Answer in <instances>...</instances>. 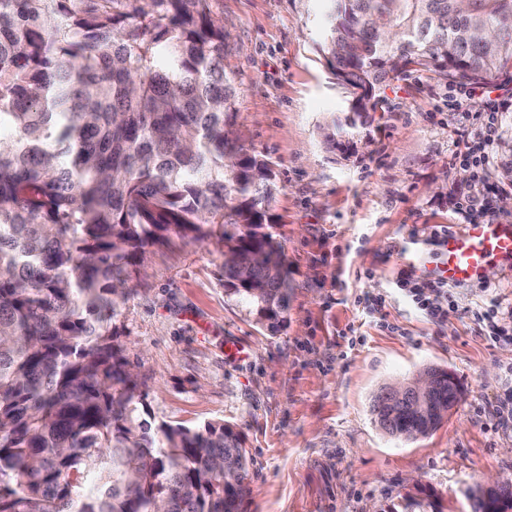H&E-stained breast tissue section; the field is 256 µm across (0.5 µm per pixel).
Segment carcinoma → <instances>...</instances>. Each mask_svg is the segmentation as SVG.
<instances>
[{
  "instance_id": "obj_1",
  "label": "carcinoma",
  "mask_w": 512,
  "mask_h": 512,
  "mask_svg": "<svg viewBox=\"0 0 512 512\" xmlns=\"http://www.w3.org/2000/svg\"><path fill=\"white\" fill-rule=\"evenodd\" d=\"M215 0H0V512H238L248 458L232 427L161 425L112 318L142 255L223 228L224 285L274 326L288 271L266 231L271 165L230 136L237 82ZM316 48L353 90L346 125L375 110L389 74L449 82L512 70V0H313ZM250 270L239 282V268ZM379 428L415 441V414ZM472 512L512 480L469 488Z\"/></svg>"
}]
</instances>
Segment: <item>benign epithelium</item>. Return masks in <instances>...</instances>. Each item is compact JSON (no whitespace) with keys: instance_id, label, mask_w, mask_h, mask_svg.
I'll list each match as a JSON object with an SVG mask.
<instances>
[{"instance_id":"benign-epithelium-1","label":"benign epithelium","mask_w":512,"mask_h":512,"mask_svg":"<svg viewBox=\"0 0 512 512\" xmlns=\"http://www.w3.org/2000/svg\"><path fill=\"white\" fill-rule=\"evenodd\" d=\"M441 369H425L413 378L386 386L387 393L392 402L401 405L408 404L417 411L419 417L426 425H431L436 415L447 416L456 406L454 392L455 377L448 373V408H443L438 402V380Z\"/></svg>"}]
</instances>
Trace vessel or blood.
<instances>
[{
	"label": "vessel or blood",
	"mask_w": 512,
	"mask_h": 512,
	"mask_svg": "<svg viewBox=\"0 0 512 512\" xmlns=\"http://www.w3.org/2000/svg\"><path fill=\"white\" fill-rule=\"evenodd\" d=\"M433 247L441 260L427 268L422 248L409 249V266L423 273L433 271L449 284H465L478 278L490 259L512 267V225L492 221L464 225L461 231L434 238Z\"/></svg>",
	"instance_id": "1"
}]
</instances>
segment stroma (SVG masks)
Returning a JSON list of instances; mask_svg holds the SVG:
<instances>
[{"label": "stroma", "instance_id": "obj_1", "mask_svg": "<svg viewBox=\"0 0 512 512\" xmlns=\"http://www.w3.org/2000/svg\"><path fill=\"white\" fill-rule=\"evenodd\" d=\"M224 65L238 82L232 117L245 151L267 160L279 190L266 223L288 265L277 330L224 287L219 238L151 247L112 320L152 425L221 421L250 459L239 512H387L402 496L470 512L467 492L512 480V425L485 411L512 389V337L491 341L468 316L497 300L512 317V269L448 288L456 312L433 322L393 290L409 238L458 225L451 199L483 176L492 218L512 224L499 182V140L512 136V73L488 78L502 106L483 172L451 155L479 136L463 113L467 85L430 72L392 75L376 112L329 149L318 126L344 121L352 89L317 52L299 0H220ZM365 298L384 304L363 308ZM450 370L463 392L443 423L414 442L384 434L370 412L384 384Z\"/></svg>", "mask_w": 512, "mask_h": 512}]
</instances>
